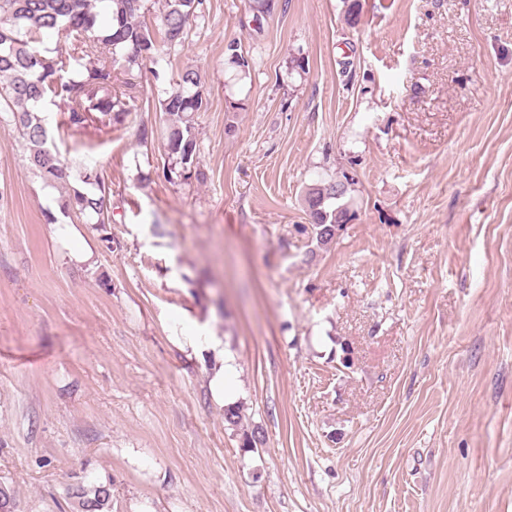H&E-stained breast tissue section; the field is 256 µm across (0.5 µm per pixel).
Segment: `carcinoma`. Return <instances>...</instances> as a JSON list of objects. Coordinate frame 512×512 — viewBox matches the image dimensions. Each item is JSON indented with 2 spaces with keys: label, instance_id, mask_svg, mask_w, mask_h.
Segmentation results:
<instances>
[{
  "label": "carcinoma",
  "instance_id": "carcinoma-1",
  "mask_svg": "<svg viewBox=\"0 0 512 512\" xmlns=\"http://www.w3.org/2000/svg\"><path fill=\"white\" fill-rule=\"evenodd\" d=\"M205 0H166L163 41L182 43L191 20L198 16ZM279 7V0H250L253 21ZM146 0H0V121L13 124L28 146V163L48 186L69 177L71 164L63 160L52 144L46 118L40 115L50 103L67 114L75 128L90 125L112 127L123 123L134 111L136 85L124 82L114 88L112 66H88L86 57L107 50L112 60L135 63L152 61L165 71L166 60L144 22ZM64 33L72 37L66 57L49 56L42 35ZM231 64L246 73L250 63L242 43H226ZM198 75L190 70L173 82L161 100V112L175 121L169 126L166 148L172 162L162 169L168 182H185L201 176L193 114L201 111L203 98ZM79 180L89 186L72 189L64 213L74 212L100 226L110 223V189L96 168L78 162ZM353 181L322 180L308 189L304 208L318 244L327 246L336 238V225L352 219L344 202ZM110 499L109 489L99 487L94 497L82 502L83 512H103Z\"/></svg>",
  "mask_w": 512,
  "mask_h": 512
}]
</instances>
